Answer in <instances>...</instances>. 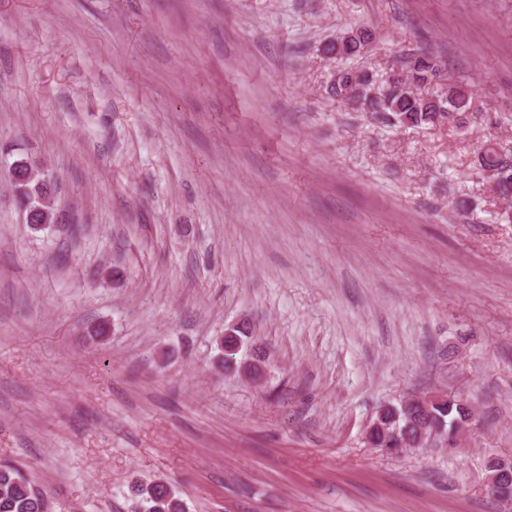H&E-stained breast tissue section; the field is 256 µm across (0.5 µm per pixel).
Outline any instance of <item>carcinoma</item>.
<instances>
[{"instance_id": "obj_1", "label": "carcinoma", "mask_w": 512, "mask_h": 512, "mask_svg": "<svg viewBox=\"0 0 512 512\" xmlns=\"http://www.w3.org/2000/svg\"><path fill=\"white\" fill-rule=\"evenodd\" d=\"M350 89L362 93L361 111L392 126H445L461 130L477 120L474 86L464 79L448 81L440 61L422 51L397 58L390 71L384 74L342 67L326 92L342 103ZM478 163L484 170L503 175L497 191L503 198H511L512 152H503L488 140L478 147ZM28 171L29 163L20 160L9 169V180L16 202L30 214L36 212L39 197L51 195L52 185L44 176L30 178ZM249 337L246 326L235 329L234 335L224 337L222 362L227 364L236 359ZM460 400L459 395H448L431 405L424 414L406 409L399 403L386 405L381 416L385 430L371 435L374 447L392 448L398 444L403 448L415 447L416 425L422 422L437 430L450 431L455 421L461 419ZM136 494L146 503V512H185L182 499L163 483L141 484L136 488ZM0 512H49V498L21 469L1 463Z\"/></svg>"}]
</instances>
